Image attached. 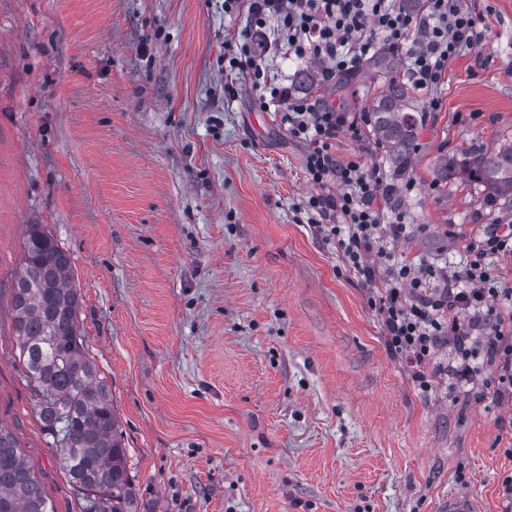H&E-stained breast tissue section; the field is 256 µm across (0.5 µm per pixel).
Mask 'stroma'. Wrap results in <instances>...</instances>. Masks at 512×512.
<instances>
[{"instance_id":"obj_1","label":"stroma","mask_w":512,"mask_h":512,"mask_svg":"<svg viewBox=\"0 0 512 512\" xmlns=\"http://www.w3.org/2000/svg\"><path fill=\"white\" fill-rule=\"evenodd\" d=\"M467 5L486 39L450 62L440 111L414 92L417 145L387 175L415 263L512 221L437 176L512 139V0ZM246 26L224 0H0V427L56 512H79L14 360L11 287L40 224L71 254L140 512H445L455 493L512 512V397L491 364L449 388L445 347L422 391L389 351L375 289L309 222L304 143L224 71ZM387 77L310 93L365 112Z\"/></svg>"}]
</instances>
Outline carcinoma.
I'll list each match as a JSON object with an SVG mask.
<instances>
[{"mask_svg":"<svg viewBox=\"0 0 512 512\" xmlns=\"http://www.w3.org/2000/svg\"><path fill=\"white\" fill-rule=\"evenodd\" d=\"M408 106L407 85L392 78L368 111L373 137L399 174L418 137L419 121ZM438 178L473 185L488 203L512 208V141L493 150L469 148L462 159L442 162ZM21 251L12 285L13 329L42 430L83 500L81 512H140L112 394L79 331L71 256L40 224L29 225ZM0 512H55L16 439L1 427Z\"/></svg>","mask_w":512,"mask_h":512,"instance_id":"obj_1","label":"carcinoma"}]
</instances>
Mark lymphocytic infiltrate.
I'll list each match as a JSON object with an SVG mask.
<instances>
[{"mask_svg": "<svg viewBox=\"0 0 512 512\" xmlns=\"http://www.w3.org/2000/svg\"><path fill=\"white\" fill-rule=\"evenodd\" d=\"M228 12L249 21L239 50L225 54L228 71L270 97L289 134L305 143L304 170L317 186L305 207L311 222L341 255L345 272L379 284V314L387 348L408 356L422 389L431 383L420 366L449 347L451 385L472 383L479 362L494 364L499 392L512 395V289L504 287L491 259H512V224H485L467 250L465 265L415 266L396 257L394 245L409 232L405 215L392 209L397 192L379 166L346 160L334 145L343 131L358 132L363 112H341L303 92L288 77L272 76L268 54L320 64L324 84L361 70L377 53L391 50L408 59L412 86L429 93L427 109L439 111L435 89L449 63L485 39L482 15L463 0H224Z\"/></svg>", "mask_w": 512, "mask_h": 512, "instance_id": "1", "label": "lymphocytic infiltrate"}]
</instances>
